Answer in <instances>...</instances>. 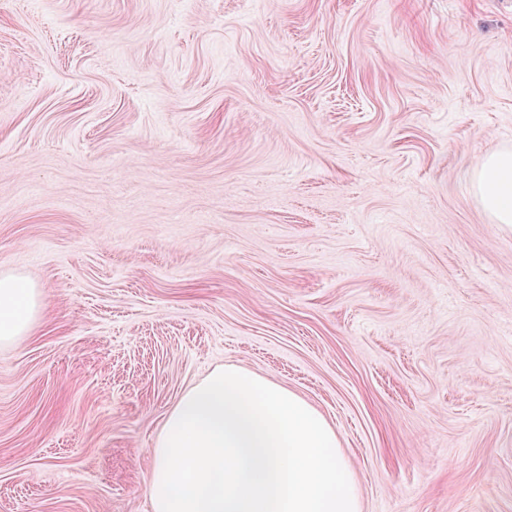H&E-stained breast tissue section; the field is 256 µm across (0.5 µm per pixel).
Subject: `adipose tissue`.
<instances>
[{
    "label": "adipose tissue",
    "instance_id": "adipose-tissue-1",
    "mask_svg": "<svg viewBox=\"0 0 512 512\" xmlns=\"http://www.w3.org/2000/svg\"><path fill=\"white\" fill-rule=\"evenodd\" d=\"M473 194L495 223L512 226V149L488 154L469 174ZM42 308L40 293L29 279L0 272V344L25 335Z\"/></svg>",
    "mask_w": 512,
    "mask_h": 512
}]
</instances>
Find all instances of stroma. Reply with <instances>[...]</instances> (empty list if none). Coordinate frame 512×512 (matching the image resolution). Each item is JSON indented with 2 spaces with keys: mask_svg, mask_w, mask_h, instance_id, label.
<instances>
[{
  "mask_svg": "<svg viewBox=\"0 0 512 512\" xmlns=\"http://www.w3.org/2000/svg\"><path fill=\"white\" fill-rule=\"evenodd\" d=\"M512 0H0V512H151L177 399L314 405L361 512H512ZM473 194L495 224L512 226V149L488 154L469 173ZM42 302L36 285L10 272H0V344L25 335L41 312Z\"/></svg>",
  "mask_w": 512,
  "mask_h": 512,
  "instance_id": "35a3bbf8",
  "label": "stroma"
}]
</instances>
